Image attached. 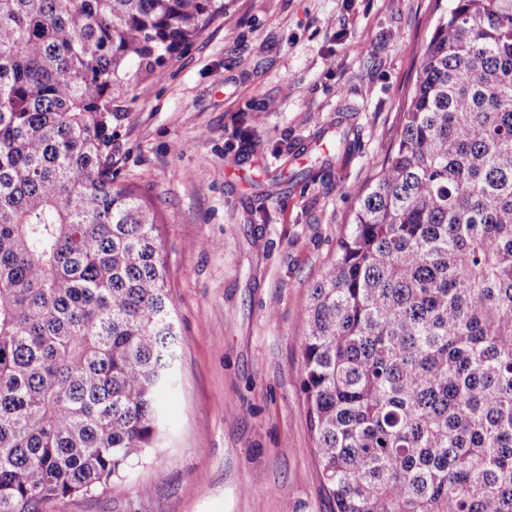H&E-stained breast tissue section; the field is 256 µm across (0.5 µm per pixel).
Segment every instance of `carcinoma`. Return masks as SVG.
Returning <instances> with one entry per match:
<instances>
[{
	"mask_svg": "<svg viewBox=\"0 0 512 512\" xmlns=\"http://www.w3.org/2000/svg\"><path fill=\"white\" fill-rule=\"evenodd\" d=\"M218 0H0V512L103 494L160 437L159 217L118 179L132 84ZM302 313L333 512H512V0H449Z\"/></svg>",
	"mask_w": 512,
	"mask_h": 512,
	"instance_id": "carcinoma-1",
	"label": "carcinoma"
}]
</instances>
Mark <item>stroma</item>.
<instances>
[{
    "label": "stroma",
    "instance_id": "35a3bbf8",
    "mask_svg": "<svg viewBox=\"0 0 512 512\" xmlns=\"http://www.w3.org/2000/svg\"><path fill=\"white\" fill-rule=\"evenodd\" d=\"M437 16L435 0H224L162 79L130 89L115 153L162 220L174 380L158 393V447L62 512H332L300 391V317L353 218L349 187L396 135Z\"/></svg>",
    "mask_w": 512,
    "mask_h": 512
}]
</instances>
